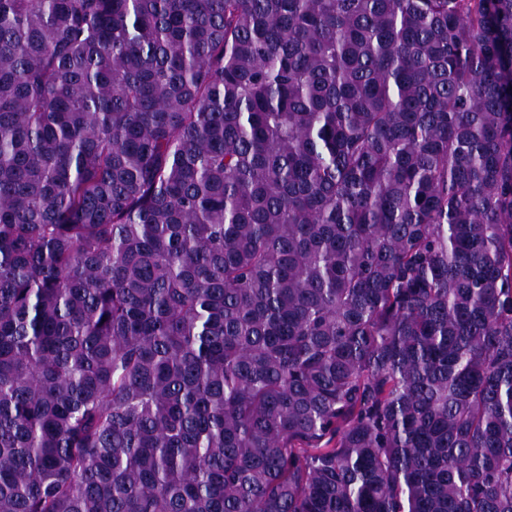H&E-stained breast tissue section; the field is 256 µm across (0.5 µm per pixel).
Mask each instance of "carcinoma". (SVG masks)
<instances>
[{"instance_id":"obj_1","label":"carcinoma","mask_w":512,"mask_h":512,"mask_svg":"<svg viewBox=\"0 0 512 512\" xmlns=\"http://www.w3.org/2000/svg\"><path fill=\"white\" fill-rule=\"evenodd\" d=\"M0 512H512V0H0Z\"/></svg>"}]
</instances>
